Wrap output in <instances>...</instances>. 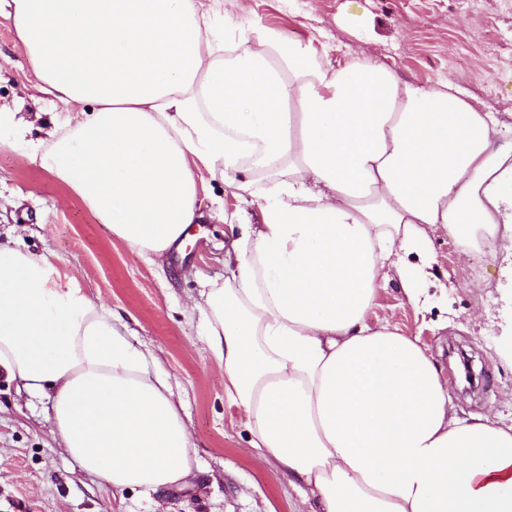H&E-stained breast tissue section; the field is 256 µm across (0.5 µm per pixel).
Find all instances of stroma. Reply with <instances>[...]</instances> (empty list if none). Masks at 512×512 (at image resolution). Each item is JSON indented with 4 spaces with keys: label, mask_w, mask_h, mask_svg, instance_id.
<instances>
[{
    "label": "stroma",
    "mask_w": 512,
    "mask_h": 512,
    "mask_svg": "<svg viewBox=\"0 0 512 512\" xmlns=\"http://www.w3.org/2000/svg\"><path fill=\"white\" fill-rule=\"evenodd\" d=\"M241 33L276 30L313 43L326 67L371 59L402 81L430 89L452 82L478 110L496 113L499 137L512 139V49L490 53L497 31L512 30V0H204ZM38 79L0 12V110L24 113L42 137V113L63 111L37 91ZM204 219L181 248L155 265L117 237L53 175L0 142V238L21 237L49 256L61 288H77L120 313L130 344L160 360L190 431L195 477L187 488L149 496L114 492L85 473L52 433V400L28 393L0 372V512H297L304 493L263 461L224 395V372L203 336L196 304L223 281L224 246L240 202L215 184ZM432 263L419 303L405 296L396 270L379 289L367 322L388 321L432 354L461 416L491 412L512 424V252L503 242L477 258L452 233L431 236Z\"/></svg>",
    "instance_id": "obj_1"
}]
</instances>
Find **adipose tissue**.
I'll return each instance as SVG.
<instances>
[{"label": "adipose tissue", "mask_w": 512, "mask_h": 512, "mask_svg": "<svg viewBox=\"0 0 512 512\" xmlns=\"http://www.w3.org/2000/svg\"><path fill=\"white\" fill-rule=\"evenodd\" d=\"M41 91L78 106L13 144L140 254L202 217L197 168L232 186L241 236L203 329L260 456L312 512H512V424L463 417L427 349L366 316L396 267L410 301L430 231L476 256L512 236V141L450 82L313 44L235 38L200 0H6ZM417 256L418 264L407 261ZM0 242V366L52 397L53 432L115 491L184 487L192 443L155 355L112 312Z\"/></svg>", "instance_id": "adipose-tissue-1"}]
</instances>
